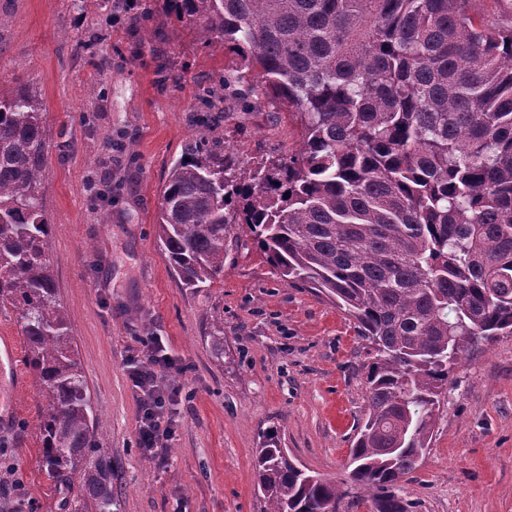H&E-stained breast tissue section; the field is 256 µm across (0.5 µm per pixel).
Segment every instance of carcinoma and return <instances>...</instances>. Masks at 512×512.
<instances>
[{"instance_id": "carcinoma-1", "label": "carcinoma", "mask_w": 512, "mask_h": 512, "mask_svg": "<svg viewBox=\"0 0 512 512\" xmlns=\"http://www.w3.org/2000/svg\"><path fill=\"white\" fill-rule=\"evenodd\" d=\"M236 55L223 86L300 124L288 156L246 163L193 139L171 168L157 235L180 281L224 273L247 226L288 282L336 305L375 346L342 484L307 473L274 429L255 449L265 512H410L398 486L429 448L448 377L469 348L512 334V20L470 0H163ZM37 92L0 84V302L19 311L42 386V461L77 474L75 508L112 512V455L47 258L49 154ZM289 198H284V195ZM212 346L224 356V320Z\"/></svg>"}]
</instances>
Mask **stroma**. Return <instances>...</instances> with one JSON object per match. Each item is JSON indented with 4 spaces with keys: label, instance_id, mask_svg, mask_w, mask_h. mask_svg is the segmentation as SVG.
I'll return each mask as SVG.
<instances>
[{
    "label": "stroma",
    "instance_id": "1",
    "mask_svg": "<svg viewBox=\"0 0 512 512\" xmlns=\"http://www.w3.org/2000/svg\"><path fill=\"white\" fill-rule=\"evenodd\" d=\"M143 0H0V82L34 87L46 112L42 188L48 257L91 399L93 428L112 454L114 512H264L255 492L259 438L277 429L306 468L331 480L360 418L367 342L334 305L289 286L237 229L224 273L184 287L156 236L161 193L186 143L219 137L246 162L287 154V113L247 112L229 98L210 111L233 53ZM94 41L96 58L81 42ZM121 134V147L109 137ZM112 183L111 195L87 184ZM224 320V357L209 340ZM0 512H73L80 479L49 478L41 458V385L27 365L18 311L0 305ZM161 337L183 370L167 409L175 433L157 456L138 446L139 408L126 359ZM431 448L400 495L412 512H512V335L472 349L451 375Z\"/></svg>",
    "mask_w": 512,
    "mask_h": 512
}]
</instances>
